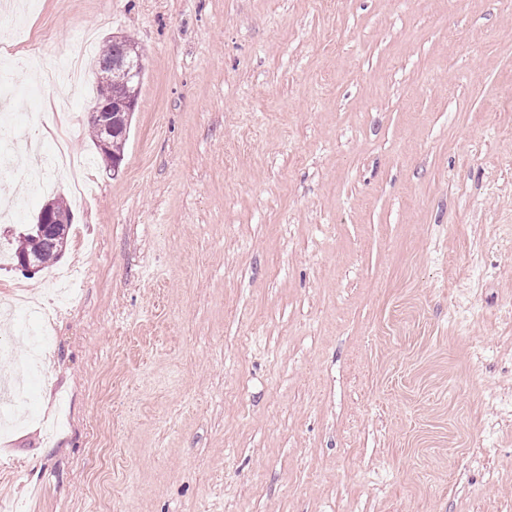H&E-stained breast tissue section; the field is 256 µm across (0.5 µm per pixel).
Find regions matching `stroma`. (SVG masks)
<instances>
[{
	"label": "stroma",
	"mask_w": 512,
	"mask_h": 512,
	"mask_svg": "<svg viewBox=\"0 0 512 512\" xmlns=\"http://www.w3.org/2000/svg\"><path fill=\"white\" fill-rule=\"evenodd\" d=\"M12 72L72 32L135 40L119 170L96 165L59 264L0 267L49 310L46 372L0 429L21 512H512V0H16ZM9 111L42 205L54 106Z\"/></svg>",
	"instance_id": "stroma-1"
}]
</instances>
